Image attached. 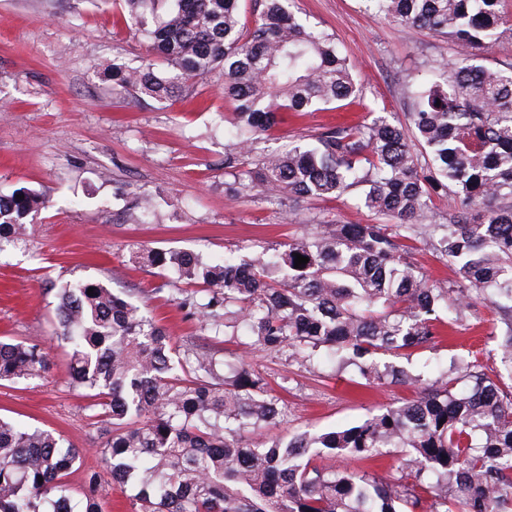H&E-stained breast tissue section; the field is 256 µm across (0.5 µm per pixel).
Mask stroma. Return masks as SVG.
<instances>
[{"label":"stroma","mask_w":512,"mask_h":512,"mask_svg":"<svg viewBox=\"0 0 512 512\" xmlns=\"http://www.w3.org/2000/svg\"><path fill=\"white\" fill-rule=\"evenodd\" d=\"M298 14L334 38L361 86L355 104L333 112H286L270 135L253 142L260 157L311 141L329 127L364 120L370 112L404 120L410 96L437 65L458 58L455 45L365 7L363 0H296ZM120 0H0V193L31 188L51 203L36 216L26 245L0 252V337L40 338L49 354L47 378L0 386V417L51 427L83 451L67 477L81 492L97 472L105 512H129V490L114 482L95 450L96 424L84 391L69 387L68 357L52 337L55 301L46 280L90 279L122 293L153 315L178 347L194 343L235 352L210 329L155 293L158 277L128 263L132 248L203 251L240 256L274 250L316 224H372L378 217L357 194L271 202L231 195L224 155L232 148L224 116L233 104L213 75L192 93L166 102L112 89V62L138 65L143 37L116 25ZM154 211L141 221L139 200ZM466 321L431 348L411 350L400 366L449 369L456 354L473 350L484 372L503 377L498 313L481 296L469 299ZM285 406L271 438L347 428L378 408L412 397L395 384H369L354 368L325 358L303 361L287 352L248 355Z\"/></svg>","instance_id":"obj_1"}]
</instances>
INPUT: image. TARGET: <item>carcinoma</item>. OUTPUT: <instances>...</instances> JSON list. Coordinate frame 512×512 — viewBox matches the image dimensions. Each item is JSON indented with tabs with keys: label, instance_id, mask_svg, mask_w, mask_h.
<instances>
[{
	"label": "carcinoma",
	"instance_id": "obj_1",
	"mask_svg": "<svg viewBox=\"0 0 512 512\" xmlns=\"http://www.w3.org/2000/svg\"><path fill=\"white\" fill-rule=\"evenodd\" d=\"M124 24L145 34L157 63L112 65L115 87L159 102L214 71L236 101L224 174L237 194L270 200L353 191L381 217L375 224H315L283 250L239 260L142 247L128 262L156 270L162 293L174 271L201 288L175 297L218 339L231 330L246 345L291 350L306 361L321 350L370 383L413 385L415 397L360 423L266 441L284 416L267 380L213 348L178 349L140 306L103 283L76 279L49 291L54 335L68 349L69 384L88 393L89 416L105 429L98 453L112 478L132 488L131 512H512V398L458 356L469 389L382 361L438 342L464 321L468 293L486 295L499 319L500 361L512 373V64L478 56L512 33L501 0H367L380 14L428 30L461 50L414 92L412 111L393 123L378 115L327 129L310 144L268 154L243 170L251 145L282 112L333 110L360 92L336 42L303 21L291 0H264L252 25L240 0H121ZM163 4L146 17L147 5ZM460 209L437 223L433 197ZM47 202L35 190L0 194V248L26 243ZM428 236L453 265L460 287L436 288L411 261L410 240ZM309 258L295 267V255ZM93 292H88V289ZM50 369L36 340L0 339V382ZM404 456L411 486L321 464ZM82 451L56 430L0 419V512H104L97 473L73 501L65 476Z\"/></svg>",
	"mask_w": 512,
	"mask_h": 512
}]
</instances>
